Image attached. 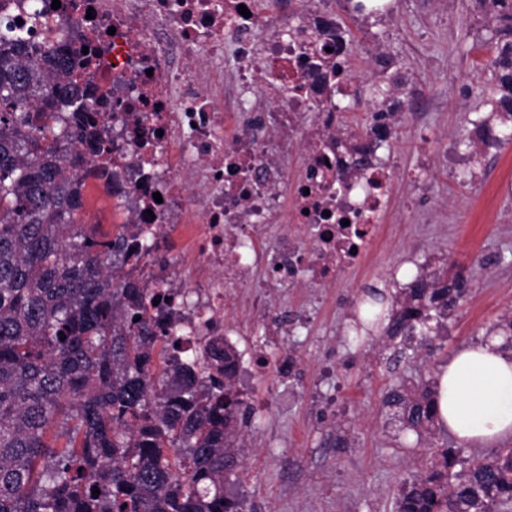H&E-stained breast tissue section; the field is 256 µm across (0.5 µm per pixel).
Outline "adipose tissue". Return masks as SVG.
<instances>
[{
    "instance_id": "obj_1",
    "label": "adipose tissue",
    "mask_w": 512,
    "mask_h": 512,
    "mask_svg": "<svg viewBox=\"0 0 512 512\" xmlns=\"http://www.w3.org/2000/svg\"><path fill=\"white\" fill-rule=\"evenodd\" d=\"M440 420L463 446L512 437V352L501 336L457 351L439 369Z\"/></svg>"
}]
</instances>
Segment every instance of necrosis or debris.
<instances>
[{
	"mask_svg": "<svg viewBox=\"0 0 512 512\" xmlns=\"http://www.w3.org/2000/svg\"><path fill=\"white\" fill-rule=\"evenodd\" d=\"M60 2L45 19L93 48L77 78L112 141L95 161L112 182H88L83 209L120 202L162 250L179 230L181 257L148 281L171 291L160 311L183 362L223 342L224 300L254 270L267 288H325L360 263L395 171L373 160L372 130L343 132L342 103L365 88L334 15L307 0Z\"/></svg>",
	"mask_w": 512,
	"mask_h": 512,
	"instance_id": "1",
	"label": "necrosis or debris"
}]
</instances>
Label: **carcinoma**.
Masks as SVG:
<instances>
[{"label":"carcinoma","mask_w":512,"mask_h":512,"mask_svg":"<svg viewBox=\"0 0 512 512\" xmlns=\"http://www.w3.org/2000/svg\"><path fill=\"white\" fill-rule=\"evenodd\" d=\"M498 19L488 115L512 140V11ZM89 61L68 39L35 43L0 14V512H245L224 492L252 416L229 344L198 367L151 314L143 269L158 262L132 224L80 223V189L112 151L75 76ZM93 152L86 154V143ZM468 281L432 271L391 294L389 341L459 305ZM140 320H135V317ZM65 339H60V336ZM435 384L399 383L385 405L416 434L438 423ZM441 448L395 512H512V447L456 470ZM100 494H95V490Z\"/></svg>","instance_id":"1"}]
</instances>
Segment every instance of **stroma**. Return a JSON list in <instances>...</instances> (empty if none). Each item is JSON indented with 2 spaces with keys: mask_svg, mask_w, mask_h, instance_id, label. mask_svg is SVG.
Returning a JSON list of instances; mask_svg holds the SVG:
<instances>
[{
  "mask_svg": "<svg viewBox=\"0 0 512 512\" xmlns=\"http://www.w3.org/2000/svg\"><path fill=\"white\" fill-rule=\"evenodd\" d=\"M383 3L377 15L336 10L351 34L355 70L382 84L371 56L383 48L431 105L389 115L393 135L377 154L395 178L378 241L336 287L268 289L270 309L288 323L282 334L266 332L252 289L232 292L224 306L240 362L255 354L269 362L263 375L244 370L237 379L253 415L241 432L245 458L233 490L256 512H394L405 481L449 431L400 430L384 404L387 389L401 379L434 380L458 348L512 315V142L460 144L485 110L494 17L477 0ZM443 267L460 270L469 293L439 321L432 348L417 336L396 347L350 341L363 287L396 289ZM285 350L295 359L286 375L278 370Z\"/></svg>",
  "mask_w": 512,
  "mask_h": 512,
  "instance_id": "stroma-1",
  "label": "stroma"
}]
</instances>
